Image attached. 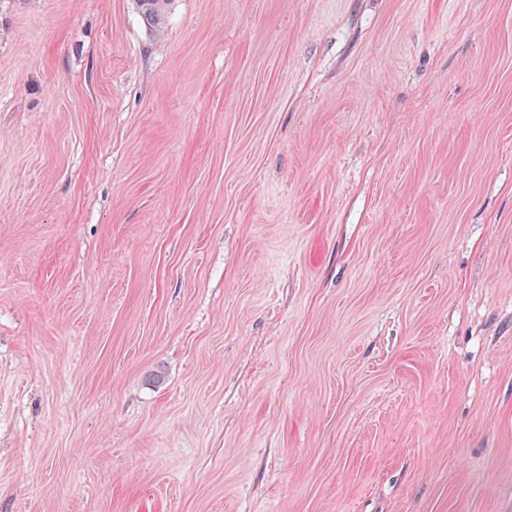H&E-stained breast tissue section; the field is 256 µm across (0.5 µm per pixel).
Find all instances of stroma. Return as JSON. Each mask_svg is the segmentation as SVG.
<instances>
[{"instance_id":"obj_1","label":"stroma","mask_w":512,"mask_h":512,"mask_svg":"<svg viewBox=\"0 0 512 512\" xmlns=\"http://www.w3.org/2000/svg\"><path fill=\"white\" fill-rule=\"evenodd\" d=\"M0 512H512V0H0Z\"/></svg>"}]
</instances>
